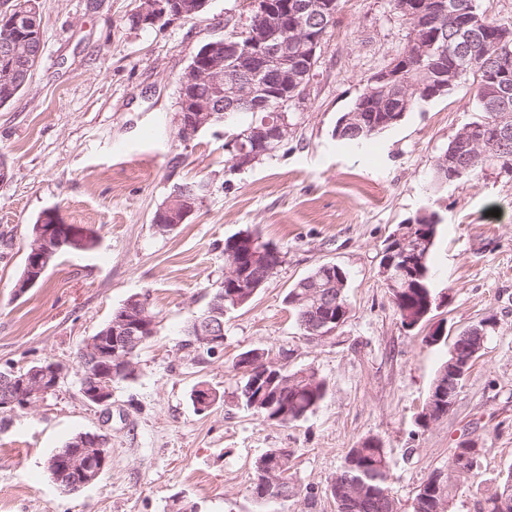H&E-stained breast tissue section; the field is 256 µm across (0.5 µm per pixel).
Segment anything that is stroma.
<instances>
[{"label":"stroma","mask_w":512,"mask_h":512,"mask_svg":"<svg viewBox=\"0 0 512 512\" xmlns=\"http://www.w3.org/2000/svg\"><path fill=\"white\" fill-rule=\"evenodd\" d=\"M248 0H209L200 14L153 27L130 25L139 0H38L42 53L26 87L0 106V370L55 361L57 390L0 427V512H336L329 484L349 448L379 440L392 459L403 512L420 485L445 469L452 448L481 450L476 477L458 482L451 512H482L512 465V171L434 185L437 157L477 118L460 85L420 103L401 123L357 148L332 135L337 118L407 43L389 0H338L295 124L271 155L230 170L228 124L177 136L179 79L198 49L247 25ZM207 192L171 234L152 217L186 182ZM90 241L64 248L41 283L14 291L34 224L48 209ZM440 222L429 260L441 303L418 326L402 325L379 273L397 225L423 211ZM255 231L283 262L243 308L224 318V350L194 359L186 329L224 280V240ZM323 264L348 274L351 313L326 339L304 334L285 296ZM145 294L160 321L138 353L137 377L112 385L110 410L79 390L76 356L128 297ZM494 316L458 398L428 426L418 417L446 344H431ZM250 349L324 378L320 406L294 424L237 402L232 363ZM217 399L197 412V384ZM81 432L107 436L111 465L94 483L59 489L46 470L56 448ZM294 451L296 495L261 503L254 462ZM313 497H306V490Z\"/></svg>","instance_id":"35a3bbf8"}]
</instances>
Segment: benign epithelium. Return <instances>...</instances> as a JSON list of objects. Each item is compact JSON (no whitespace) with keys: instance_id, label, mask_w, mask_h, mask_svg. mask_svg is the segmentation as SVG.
I'll return each mask as SVG.
<instances>
[{"instance_id":"obj_1","label":"benign epithelium","mask_w":512,"mask_h":512,"mask_svg":"<svg viewBox=\"0 0 512 512\" xmlns=\"http://www.w3.org/2000/svg\"><path fill=\"white\" fill-rule=\"evenodd\" d=\"M249 24L243 36H256L268 27L281 26L277 7L272 0H250ZM333 0H288L286 10L290 11L292 27L299 35L305 51L304 65L307 72L288 62V38L281 41L269 39L256 43L252 50L239 42L220 39L204 47L201 56L204 62L187 68L181 77L180 92L190 89L195 96L179 99L180 129L185 136H192L203 128L224 122L233 112H275L276 120L266 117L253 120L250 127L234 140L238 156L235 160L244 168L261 155L267 153L275 142L288 137L287 112L302 99L308 86L307 75L313 73L317 63V51L322 47L327 33L329 18L334 15ZM408 22L411 43L415 46L412 57L427 64L432 79L400 95L397 107L390 108L389 101L402 86L403 76L411 67L410 58L400 56L391 60L383 69L373 74L359 98L356 110L348 116V123L363 127L362 113L367 108L382 112H405L415 98L430 101L450 92L460 75L467 71L469 50L452 37L434 34L437 18L447 15L446 0H403L399 5ZM196 12V6L184 0H141L137 10L139 25L156 26L168 23ZM19 18L7 11L0 15V28L5 37L0 40V51L13 54L29 47L17 40L14 30ZM453 67H448V60ZM271 71L274 74V91L265 98L260 97L254 81L256 73ZM496 75L484 77L486 102L498 112H509L512 103L508 83L512 67L504 64L493 65ZM466 139L479 148L482 154L495 153L512 143V123L507 119L498 121L494 137L484 135L481 130L468 127ZM198 198L178 192L171 195L160 214L169 219L167 224L155 225V230L164 235L172 232L191 215ZM75 244V231L59 222L55 211L43 214L37 225L34 241L28 246L25 273L15 285L18 295L33 287L45 273L53 257L65 246ZM407 240L393 245L394 258L387 262L383 277L393 286L415 262ZM224 280L232 288L235 307L252 298L259 283L247 277L240 262L230 260L224 270ZM306 299L315 300L328 309L324 318L316 321L310 331L318 338H327L336 328L330 327L336 300L322 295L321 288L314 286ZM224 307L223 299L210 304L209 311L194 322L191 348L196 352L215 355L224 349ZM157 321L149 314L148 298L144 294L130 296L118 309L112 322L98 335L89 338L77 353L81 394L84 400L95 406L109 407L112 400V380L124 376L136 368V349L157 334ZM64 369L55 362H42L31 366L28 371H11V375L0 379V409L17 413L31 409L37 402L54 393ZM78 449L60 459L50 461L52 480L67 492H76L92 484L110 465L108 438L102 434L86 432L75 439Z\"/></svg>"}]
</instances>
